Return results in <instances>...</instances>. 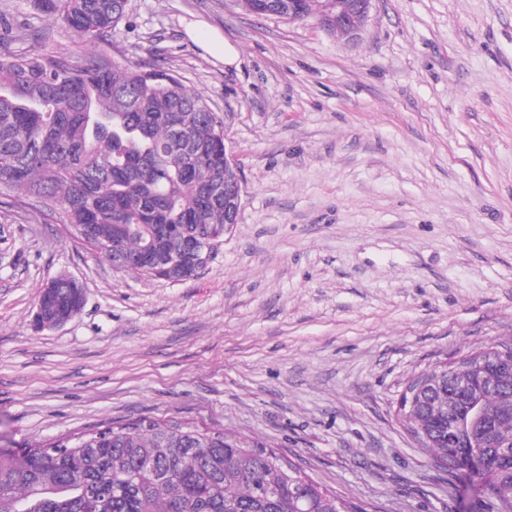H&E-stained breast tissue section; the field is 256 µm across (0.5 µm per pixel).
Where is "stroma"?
Wrapping results in <instances>:
<instances>
[{"label": "stroma", "instance_id": "1", "mask_svg": "<svg viewBox=\"0 0 512 512\" xmlns=\"http://www.w3.org/2000/svg\"><path fill=\"white\" fill-rule=\"evenodd\" d=\"M128 14L99 54L205 95L241 220L168 281L114 271L0 188V444L177 416L260 439L365 512H467L396 409L414 374L512 341V0H374L356 41L242 0ZM0 17L1 50H39L44 27L78 47L33 0ZM215 32L233 62L203 48ZM61 274L84 307L36 329Z\"/></svg>", "mask_w": 512, "mask_h": 512}]
</instances>
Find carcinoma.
I'll return each mask as SVG.
<instances>
[{
    "label": "carcinoma",
    "instance_id": "cac0c4a2",
    "mask_svg": "<svg viewBox=\"0 0 512 512\" xmlns=\"http://www.w3.org/2000/svg\"><path fill=\"white\" fill-rule=\"evenodd\" d=\"M128 0H34L88 51L0 52V187L16 188L44 215L61 209L80 241L113 262L112 246L135 255L149 228L168 224L164 262L192 266L183 230H224L221 121L200 92L162 67L101 57L127 20ZM79 313L66 298L44 324ZM490 429L463 436L462 468L481 485L477 512H512V372L495 389L474 387ZM448 389L403 417L411 433L443 419ZM439 464L448 442L421 441ZM262 441L171 417L67 435L19 451L0 448V512H364Z\"/></svg>",
    "mask_w": 512,
    "mask_h": 512
}]
</instances>
